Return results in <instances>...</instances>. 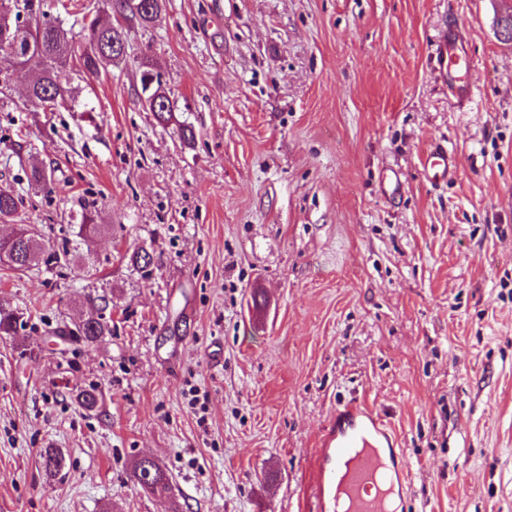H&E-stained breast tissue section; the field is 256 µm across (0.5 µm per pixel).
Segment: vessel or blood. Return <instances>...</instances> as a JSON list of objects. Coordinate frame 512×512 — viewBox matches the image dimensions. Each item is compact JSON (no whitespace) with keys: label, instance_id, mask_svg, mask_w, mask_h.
Wrapping results in <instances>:
<instances>
[{"label":"vessel or blood","instance_id":"obj_1","mask_svg":"<svg viewBox=\"0 0 512 512\" xmlns=\"http://www.w3.org/2000/svg\"><path fill=\"white\" fill-rule=\"evenodd\" d=\"M464 41L462 29L450 26L436 51L439 76L460 105L469 100L473 86ZM457 169L455 154L443 146H433L423 156L428 182L446 180ZM343 415V423L328 430L318 458L317 512H393L391 491L407 480V460L396 448L392 454L399 457L398 466L386 464L381 450L389 435L372 411L348 408Z\"/></svg>","mask_w":512,"mask_h":512}]
</instances>
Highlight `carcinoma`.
Wrapping results in <instances>:
<instances>
[{
  "instance_id": "obj_1",
  "label": "carcinoma",
  "mask_w": 512,
  "mask_h": 512,
  "mask_svg": "<svg viewBox=\"0 0 512 512\" xmlns=\"http://www.w3.org/2000/svg\"><path fill=\"white\" fill-rule=\"evenodd\" d=\"M111 10L125 20H135L143 26L155 21L165 0H107ZM28 20L20 21L15 0H0V95L8 96L11 68L31 70L27 98L35 106L54 109L58 102L72 94L71 61L77 60L78 72L99 77L106 66L127 57V39L121 25L103 23L94 17L81 28L80 43H75L71 30L62 24L40 20L34 0H24ZM143 101L158 122L168 124L175 118V101L162 88L157 75L150 70L141 76ZM31 188L54 192L52 175L35 166L31 171ZM22 198L14 189L0 187V223L11 224L19 212ZM95 205L85 204L81 213L79 234L88 238L101 233L103 225L96 223ZM74 246L68 240L55 247L43 243L32 231L22 229L21 236L3 248L5 263L13 270H28L39 264L51 266L71 261ZM20 315L9 304L0 301V334L10 335L17 329ZM70 334L87 344H96L112 335V327L99 312L74 324ZM45 469L56 474L64 467V458L56 448L42 454ZM134 478L140 488L152 496L171 495L169 476L149 457L140 458L134 465Z\"/></svg>"
}]
</instances>
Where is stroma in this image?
I'll list each match as a JSON object with an SVG mask.
<instances>
[{
    "label": "stroma",
    "instance_id": "obj_1",
    "mask_svg": "<svg viewBox=\"0 0 512 512\" xmlns=\"http://www.w3.org/2000/svg\"><path fill=\"white\" fill-rule=\"evenodd\" d=\"M507 15L512 0H166L127 25L125 62L53 110L11 71L0 185L18 223L72 240L92 201L105 230L63 268L0 263L23 318L0 335V512H313L319 437L355 401L411 467L405 512H512ZM452 19L462 108L434 68ZM146 68L177 124L143 107ZM436 142L458 174L433 186ZM36 163L53 193L30 188ZM101 296L111 336L72 341ZM145 455L170 497L135 484ZM458 169L456 155L445 147L435 145L423 156L422 171L424 178L435 183L455 175Z\"/></svg>",
    "mask_w": 512,
    "mask_h": 512
}]
</instances>
